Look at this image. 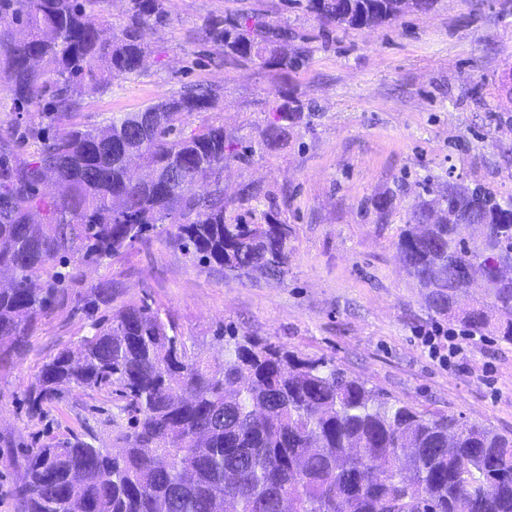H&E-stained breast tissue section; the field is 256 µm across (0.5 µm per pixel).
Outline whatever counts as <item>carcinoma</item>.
<instances>
[{"instance_id":"1","label":"carcinoma","mask_w":512,"mask_h":512,"mask_svg":"<svg viewBox=\"0 0 512 512\" xmlns=\"http://www.w3.org/2000/svg\"><path fill=\"white\" fill-rule=\"evenodd\" d=\"M85 0H0V47L13 99L40 104L44 77L56 90L25 159L12 128L0 131V342L17 345L67 294L80 265H99L164 224L192 259L234 278L288 271V225L270 218L227 221L224 163L243 160L224 125L189 118L213 109L218 90L186 87L103 127L68 121L88 86L143 70L148 29L170 21L168 0H129L127 20L102 36ZM435 0H306L322 22L375 28ZM204 38L224 57L286 72L308 48L287 25L260 14L214 16ZM261 130L271 148L302 116L288 100ZM488 224L479 242L465 225ZM397 248L403 270L430 308L456 317L471 335L491 326L481 307L450 306L469 285L463 271L484 266L495 327L512 342V207L480 188L440 194L412 212ZM112 283L85 304L94 333L82 361L64 350L43 363L29 395L39 413L60 388H119L127 425L121 451L105 453L72 435L33 448L19 492L27 512H512V435L453 415L419 411L367 387L324 358L229 334L218 366L188 352L184 337L148 305L106 322L100 306Z\"/></svg>"}]
</instances>
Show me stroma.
<instances>
[{
    "mask_svg": "<svg viewBox=\"0 0 512 512\" xmlns=\"http://www.w3.org/2000/svg\"><path fill=\"white\" fill-rule=\"evenodd\" d=\"M169 10V25L145 35L143 73L85 89L74 119L97 127L187 85L218 88V108L192 124H223L256 147L224 166L226 214L269 213L288 225V272L227 276L186 255L168 224L102 266L81 267L67 299L22 347L0 346V512H25L18 487L33 446L71 433L116 445L115 392L65 386L42 413L25 405L42 364L91 334L82 307L101 281L112 284L109 312L151 306L212 364L224 360L225 333L254 336L333 360L401 403L512 433V343L460 333L431 311L397 249L413 210L448 185L512 202V0H436L430 12L371 30L322 24L288 0H171ZM251 12L305 38L303 68L284 74L228 61L197 36L210 17ZM280 91L307 122L264 148L260 132ZM247 183L258 195L245 203ZM385 197L383 216L375 203ZM436 326L458 333L454 363L421 344Z\"/></svg>",
    "mask_w": 512,
    "mask_h": 512,
    "instance_id": "stroma-1",
    "label": "stroma"
}]
</instances>
